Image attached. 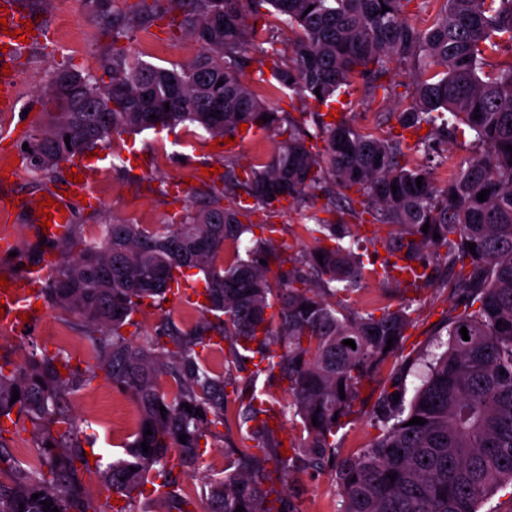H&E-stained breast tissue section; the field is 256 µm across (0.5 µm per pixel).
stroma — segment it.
<instances>
[{
	"instance_id": "stroma-1",
	"label": "stroma",
	"mask_w": 512,
	"mask_h": 512,
	"mask_svg": "<svg viewBox=\"0 0 512 512\" xmlns=\"http://www.w3.org/2000/svg\"><path fill=\"white\" fill-rule=\"evenodd\" d=\"M32 14L35 27L52 32L53 41L33 40L26 58L20 64V102L11 114L0 113V166L13 167V181L0 183V194L18 191L37 197L46 188L63 187L67 164H60L54 177H47L29 166L21 143L13 130L24 125L27 133L47 127L52 119L40 98L53 75L68 70L82 75L100 70L103 58L112 52L113 43H120L128 54L148 63L163 67L181 66L190 62L199 45L184 30L170 26L168 17H158L147 25L135 28L129 36L113 40L103 25L92 18L89 0H24ZM267 24L277 33V55L268 58L253 46H246L240 54L244 80L254 91L278 110L291 113L314 112L318 105L311 100L293 97L290 90L279 85L267 70L269 61L286 64L289 61V43L294 34L282 18L269 16L268 4L258 5ZM414 71L406 65L393 63L389 81L393 86L391 97L369 98L362 91V80H355L344 95L343 113L347 120L365 133L385 134L382 112L404 109L412 103ZM279 138L267 130L253 129L234 147L214 143L213 139L196 127L146 130L125 133L115 139L103 157L98 158L90 174V182L99 197L96 209L81 205L71 207L73 223L81 225L84 233L101 229L112 223L178 224L188 214L202 207L201 191L221 182L213 168L223 165L226 149H233L240 167H248L257 159L269 157ZM464 137H456L438 147L433 161L415 151H407L406 160L412 165L431 164L437 184L447 182L469 155ZM324 198L311 195L299 203L281 202L275 214L254 210L251 223H273L278 227L274 243L280 249L295 252L314 246L315 241L305 226L312 218H325ZM0 228L18 242L16 256H0V274L16 271L25 264L49 262L48 276L57 275L65 262L55 241H41L28 216L8 218L0 215ZM382 264L367 265L363 289L354 296L351 305L359 309L395 307L410 303L414 323L399 352L390 357L376 374L371 387L380 390L389 385V377L401 366L418 362L433 347L438 335L444 334L450 317L459 314L465 297L447 283L445 271H438L430 288L408 294L383 286ZM202 312L198 305L168 299L162 306L142 307L135 326L128 336L154 334L166 319L187 328L199 322ZM83 337L81 319L74 313L42 300L36 318L23 329L0 326V365L14 368L24 365L30 353L50 358L60 347L54 339L55 330ZM135 399L112 385L105 376H98L84 386L69 401L72 419L79 431L83 447L89 448L96 463L105 465L123 455L124 447L133 432L125 425L126 412L137 411ZM224 438L209 441L195 467L181 471L179 481L194 500V512H204L206 502L200 499L202 485L224 475L225 465H237V448L245 443L244 434L237 425L224 427ZM371 408H363L346 417L343 428L336 435L340 456L356 454L377 436ZM274 495L289 496L298 512H337L340 491L331 468H306L287 476L272 475L266 483Z\"/></svg>"
}]
</instances>
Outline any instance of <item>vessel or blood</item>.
I'll return each instance as SVG.
<instances>
[{"instance_id":"b4317fda","label":"vessel or blood","mask_w":512,"mask_h":512,"mask_svg":"<svg viewBox=\"0 0 512 512\" xmlns=\"http://www.w3.org/2000/svg\"><path fill=\"white\" fill-rule=\"evenodd\" d=\"M0 15L6 18L8 33L0 32V111H15L19 102V74L17 66L26 47L25 42L17 41L13 33L25 30L26 14L19 0H0ZM81 182H67L66 187L87 198L88 205H96L97 198L85 177L91 166L86 156L78 155L71 159ZM47 270L46 265L24 267L21 276L10 278L7 289H0V323L15 327H25L24 313L30 312L31 306L25 300L24 285L42 278Z\"/></svg>"}]
</instances>
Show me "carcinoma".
<instances>
[{"mask_svg":"<svg viewBox=\"0 0 512 512\" xmlns=\"http://www.w3.org/2000/svg\"><path fill=\"white\" fill-rule=\"evenodd\" d=\"M90 2L114 39L144 16L170 14L200 50L190 63L167 68L131 60L114 45L99 75L57 72L47 92L59 109L56 120L28 140L40 157L34 170L48 175L62 161L109 146L116 135L186 122L212 137H240L239 125L246 123L283 140L244 178L235 155L224 152L223 187L210 188L208 203L182 224H106L98 240L70 228L62 249L77 257L46 293L82 319L97 365L81 373L65 356L35 353L8 373L0 365V418L14 413L31 421L38 458L25 468L0 451V512H43L44 500L59 512H96L85 494L91 470L68 399L99 370L134 397L140 412L126 457L96 471L120 501L112 512H135V496L150 474L161 479L162 512H190L174 469L195 464L200 441L224 437L220 427L228 424L224 374L201 355L218 341L228 342L236 359L244 352L259 356L257 373L287 385L289 401L279 412L300 419L306 437L290 443L291 454H281L283 443L265 419L268 409L250 395L236 420L261 455L249 446L238 449L244 465L204 484L207 512H235L239 505L245 512H296L285 497L269 499L268 460L283 472L297 465L335 468L340 512H480L497 491L512 486V152L506 149L512 146V60L492 74L485 71L491 54L512 55V0H443V10L424 29L404 16L406 0H263L295 29L291 63L274 67V78L301 99L326 105L356 78L365 95H387L392 62L414 69L412 105L383 115L384 123L400 128L387 137L363 133L342 116L327 122L321 113L301 112L295 118L253 92L240 73L239 52L252 44L264 53L275 39L260 37L252 0H139L129 17L112 13L109 0ZM264 115L271 120L263 121ZM458 131L472 137L473 152L446 184L437 185L424 167L401 163L406 134L416 136L412 149L426 155ZM317 139L321 154L307 147ZM331 182L365 197L373 219L391 227L379 240L387 256L428 269L425 254L444 250L440 259L458 269L455 288L466 297L463 311L448 319L447 340L436 343L442 352L421 358L420 385L410 402L400 372L392 378L394 392L378 402L379 434L343 460L334 436L366 382L400 349L412 324L411 305L385 307L379 316L350 307L362 289L365 262L354 243H345L351 233L342 218L322 222V238L308 252L283 257L262 237L245 255L238 249L240 238L252 232L242 221L251 209L241 194L274 212L282 199L317 189L330 210L354 215L353 199L333 196ZM483 190L481 202L477 193ZM226 198L233 205L224 206ZM436 233L440 238H433ZM229 245L233 257L222 262ZM186 269L204 277L202 321L189 329L165 321L140 342L126 337L122 328L134 324V314L166 300ZM273 308L277 324L268 314ZM392 336L396 341L386 352ZM346 339L356 348L343 344ZM163 376L172 379L173 390L162 389ZM15 391L20 398L13 403ZM183 403L200 414L187 412ZM415 416L426 423L408 424Z\"/></svg>","mask_w":512,"mask_h":512,"instance_id":"cac0c4a2","label":"carcinoma"}]
</instances>
